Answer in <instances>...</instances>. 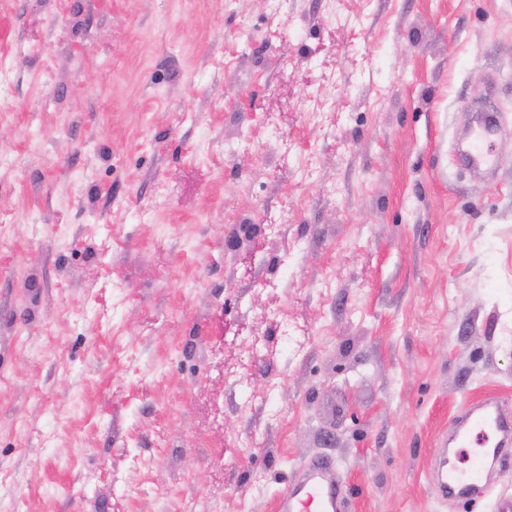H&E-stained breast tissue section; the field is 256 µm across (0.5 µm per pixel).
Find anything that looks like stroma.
<instances>
[{
	"instance_id": "obj_1",
	"label": "stroma",
	"mask_w": 512,
	"mask_h": 512,
	"mask_svg": "<svg viewBox=\"0 0 512 512\" xmlns=\"http://www.w3.org/2000/svg\"><path fill=\"white\" fill-rule=\"evenodd\" d=\"M495 98L493 174L455 160ZM512 0H0V512H491ZM512 441V420L496 405L470 412L462 425L458 448H471L473 444L493 448L494 456ZM347 487L338 467L326 458L311 460L282 493L279 512H342ZM484 465V460L479 458L473 461L470 469L468 470H459L455 467V469L442 468L439 473V480L441 486L445 491L454 490L456 488L462 489H472L474 488L480 480L482 469Z\"/></svg>"
}]
</instances>
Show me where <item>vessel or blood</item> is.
<instances>
[{"label": "vessel or blood", "mask_w": 512, "mask_h": 512, "mask_svg": "<svg viewBox=\"0 0 512 512\" xmlns=\"http://www.w3.org/2000/svg\"><path fill=\"white\" fill-rule=\"evenodd\" d=\"M495 127L484 121L473 131L468 145V156L474 164L487 168L495 164L491 149ZM512 443V418L500 408L487 405L470 412L462 425L459 445L463 448L479 445L501 450ZM484 461L476 459L470 469H441L439 480L446 490L474 488L481 477ZM347 487L338 467L328 459L311 460L301 476L282 493L279 512H343Z\"/></svg>", "instance_id": "1"}]
</instances>
